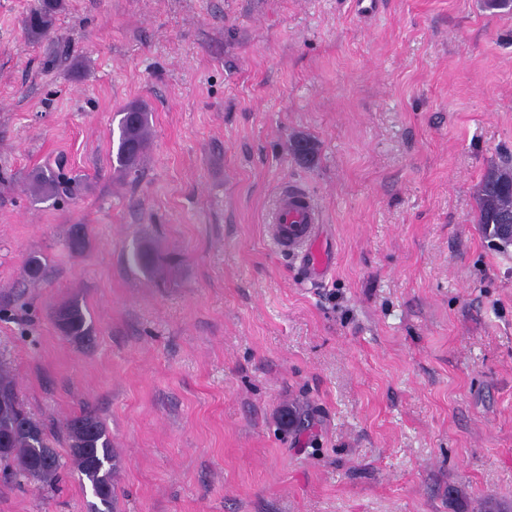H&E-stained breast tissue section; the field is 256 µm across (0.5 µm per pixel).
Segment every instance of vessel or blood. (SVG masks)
Wrapping results in <instances>:
<instances>
[{
	"label": "vessel or blood",
	"mask_w": 512,
	"mask_h": 512,
	"mask_svg": "<svg viewBox=\"0 0 512 512\" xmlns=\"http://www.w3.org/2000/svg\"><path fill=\"white\" fill-rule=\"evenodd\" d=\"M271 222L279 249L302 253L311 261L310 273L323 275L325 268L316 244L321 212L306 191L295 185L286 187L278 198Z\"/></svg>",
	"instance_id": "vessel-or-blood-1"
}]
</instances>
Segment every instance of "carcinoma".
Masks as SVG:
<instances>
[{"instance_id":"obj_1","label":"carcinoma","mask_w":512,"mask_h":512,"mask_svg":"<svg viewBox=\"0 0 512 512\" xmlns=\"http://www.w3.org/2000/svg\"><path fill=\"white\" fill-rule=\"evenodd\" d=\"M62 0H38L25 18L27 34L38 39L50 32ZM148 112L133 104L122 113L116 150L118 169L130 173L142 164L150 147ZM56 184L51 174L35 177L31 190L35 197L53 195ZM478 219L492 244L502 250L512 245V233L503 225H512V166L490 168L484 175L477 196ZM66 248L81 253L87 246L85 226H73L65 242ZM55 320L65 326V335L85 340L92 336V325L82 305L72 300L57 309ZM311 418L305 411H288V424L303 433L310 428ZM68 447L63 458L48 438L42 422L22 404L15 379L0 362V459L6 462L5 477L25 479L52 486L64 470L89 485L94 500L88 512H111L114 487L112 439L100 417L90 408L67 419L63 425Z\"/></svg>"}]
</instances>
